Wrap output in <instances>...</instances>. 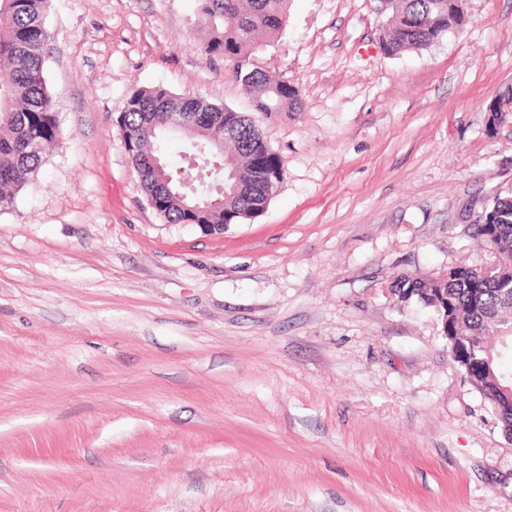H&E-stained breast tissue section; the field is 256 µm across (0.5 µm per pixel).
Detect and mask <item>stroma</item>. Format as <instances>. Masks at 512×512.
Masks as SVG:
<instances>
[{"mask_svg":"<svg viewBox=\"0 0 512 512\" xmlns=\"http://www.w3.org/2000/svg\"><path fill=\"white\" fill-rule=\"evenodd\" d=\"M388 55L374 0H291L252 66L194 0H52L61 129L0 210V512H512V441L401 274L489 262L474 221L512 188V0ZM252 116L281 162L265 212L170 224L117 120L141 88ZM198 12L211 29L197 51L206 58L223 57L235 67V77L258 112H298L302 105L299 88L279 81L244 64L250 50L270 44L288 25V0H197ZM271 85L278 95L270 91Z\"/></svg>","mask_w":512,"mask_h":512,"instance_id":"1","label":"stroma"}]
</instances>
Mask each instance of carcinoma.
Listing matches in <instances>:
<instances>
[{
    "label": "carcinoma",
    "mask_w": 512,
    "mask_h": 512,
    "mask_svg": "<svg viewBox=\"0 0 512 512\" xmlns=\"http://www.w3.org/2000/svg\"><path fill=\"white\" fill-rule=\"evenodd\" d=\"M51 0H0V207L12 205L16 194L38 173L45 148L60 132L48 90L45 59L50 41L45 18ZM382 18L380 41L398 52L420 50L448 34V0H377ZM198 12L211 29L197 51L222 57L235 67V77L258 112H296L302 105L299 88L245 64V56L270 44L288 25V0H197ZM223 112L230 120L205 123L197 139L224 137L231 153L210 157L239 173L236 191L222 195L209 184H180L175 172L165 178L155 171L166 132L152 128L158 112ZM119 126L134 140L129 154L134 175L161 216L174 224H239L258 216L281 179L279 157L245 114L190 94L164 88L138 89L127 99ZM475 236L499 254L512 253V191L499 192L475 224ZM401 302L423 301L431 288L448 297L450 335L468 339L471 358L489 359L498 370L512 352V272L476 279L468 266L448 269V282L401 274L390 284Z\"/></svg>",
    "instance_id": "obj_1"
}]
</instances>
